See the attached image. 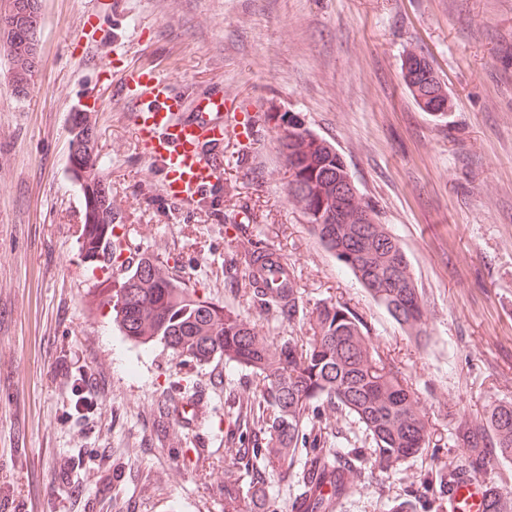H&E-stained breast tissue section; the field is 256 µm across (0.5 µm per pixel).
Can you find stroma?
<instances>
[{
    "label": "stroma",
    "instance_id": "stroma-1",
    "mask_svg": "<svg viewBox=\"0 0 512 512\" xmlns=\"http://www.w3.org/2000/svg\"><path fill=\"white\" fill-rule=\"evenodd\" d=\"M38 64L16 94L0 47V512H224L214 476L247 439L228 434L254 378L223 357L179 365L162 344L123 336L103 306L125 271L84 258V199L70 168L72 118L90 116L93 159L123 256L157 263L196 298L230 309L279 343L311 335L315 311L341 301L369 343L412 383L428 447L390 472L343 417L363 463L342 512H441L444 472L465 468L451 439L512 403V0H41ZM425 56L451 107L422 112L401 79ZM149 66L194 112L209 93L257 122L224 138L208 203L167 199L138 141L123 71ZM293 112L342 154L359 193L398 237L427 309L418 345L310 232L288 198L273 113ZM277 250L297 277L304 315L253 305L248 241ZM24 380H17V372ZM95 375L97 406L74 411L75 381ZM206 396L202 420L157 434L160 406L184 386ZM108 449L107 459L95 451ZM287 476L263 503L295 512Z\"/></svg>",
    "mask_w": 512,
    "mask_h": 512
}]
</instances>
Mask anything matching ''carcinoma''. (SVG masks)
Segmentation results:
<instances>
[{
  "label": "carcinoma",
  "instance_id": "1",
  "mask_svg": "<svg viewBox=\"0 0 512 512\" xmlns=\"http://www.w3.org/2000/svg\"><path fill=\"white\" fill-rule=\"evenodd\" d=\"M28 2L12 0L7 17L0 20L18 94L25 93L37 66L40 13ZM434 75L422 56L411 54L402 60V81L423 111L431 101L424 99L422 90ZM271 119L288 121L279 133L278 149L288 172L289 200L306 218L311 233L389 316L417 343L426 344V308L398 238L388 225L378 222L374 208L357 189L336 198V179L351 178L340 152L300 119L285 112ZM72 133L71 171L84 193L85 255L92 265L109 270L118 259L112 233L122 216L112 209L109 188L91 161L90 125L78 116ZM358 210L370 216V223H355ZM248 285L258 308L276 307L290 321L304 314L298 289L258 288L251 281ZM107 305L114 324L130 339L160 343L183 363L222 353L225 361L257 376L256 408L236 418L238 426L250 432V447L242 449L234 472L224 477V501L229 507L263 483L266 470L284 466L296 486L298 512H331L334 502L346 495L345 474L358 457L343 442L332 441L320 415L309 413L317 402L323 411L360 425L374 443L373 464L379 468L393 469L428 443L411 385L370 346L362 321L341 302L319 308L312 335L273 347L250 322L193 298L158 265L130 260L127 277L120 288L108 293ZM213 319L223 323L214 337L203 332ZM147 320L150 330L145 334L141 328ZM484 420L477 427L460 425L453 434L474 473L484 471L493 459L512 461V403L489 406ZM265 440L279 454L263 462L258 448Z\"/></svg>",
  "mask_w": 512,
  "mask_h": 512
}]
</instances>
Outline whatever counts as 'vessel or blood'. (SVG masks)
I'll return each instance as SVG.
<instances>
[{"mask_svg": "<svg viewBox=\"0 0 512 512\" xmlns=\"http://www.w3.org/2000/svg\"><path fill=\"white\" fill-rule=\"evenodd\" d=\"M124 94L137 103L132 120L140 142L158 167L166 196L183 205L201 203L205 192L222 173L218 149L224 143V101L205 97L192 117L181 116V96L170 80L154 69L136 67L125 72ZM249 277L260 288L287 287L292 275L276 254L253 262ZM454 512H485L488 483L457 473L450 486Z\"/></svg>", "mask_w": 512, "mask_h": 512, "instance_id": "vessel-or-blood-1", "label": "vessel or blood"}]
</instances>
